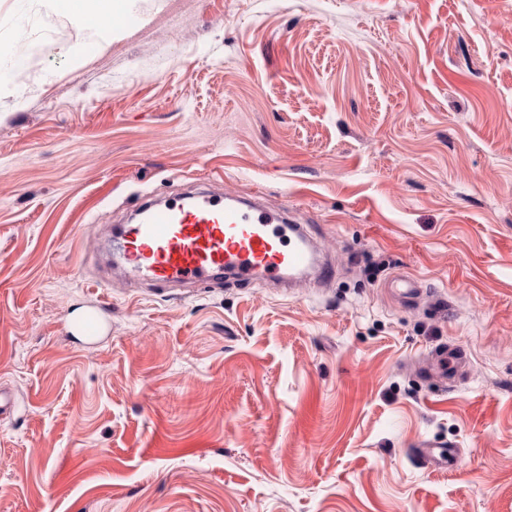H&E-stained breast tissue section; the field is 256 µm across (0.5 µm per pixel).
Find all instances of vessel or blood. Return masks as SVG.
Instances as JSON below:
<instances>
[{"label": "vessel or blood", "instance_id": "vessel-or-blood-1", "mask_svg": "<svg viewBox=\"0 0 512 512\" xmlns=\"http://www.w3.org/2000/svg\"><path fill=\"white\" fill-rule=\"evenodd\" d=\"M134 213L138 222L114 227L107 246L120 259L122 278L155 289L211 288L226 278L242 286L258 279L293 284L310 271L326 283L336 274L304 225L290 223L283 210L201 190L144 198ZM106 313L104 304L94 303L80 333L98 335Z\"/></svg>", "mask_w": 512, "mask_h": 512}]
</instances>
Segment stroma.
<instances>
[{
    "instance_id": "35a3bbf8",
    "label": "stroma",
    "mask_w": 512,
    "mask_h": 512,
    "mask_svg": "<svg viewBox=\"0 0 512 512\" xmlns=\"http://www.w3.org/2000/svg\"><path fill=\"white\" fill-rule=\"evenodd\" d=\"M123 24L102 50L0 0V512H512V0H139ZM217 175L335 279L111 275L143 195ZM443 344L449 384L421 372ZM108 312L106 306L101 302L94 303L88 314L79 325L78 330L84 336H97L101 329L104 315Z\"/></svg>"
}]
</instances>
